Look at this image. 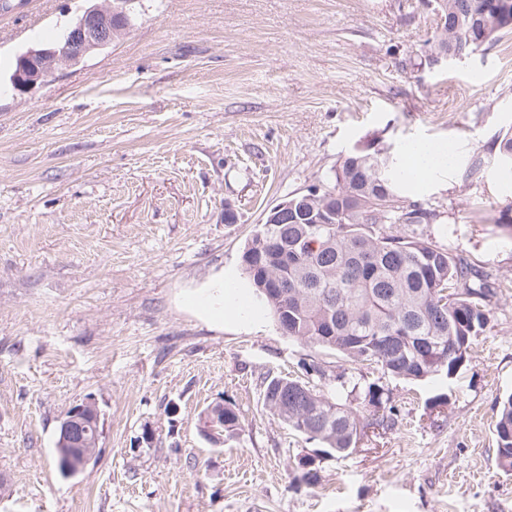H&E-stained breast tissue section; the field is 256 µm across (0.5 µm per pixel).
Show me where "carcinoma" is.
I'll list each match as a JSON object with an SVG mask.
<instances>
[{
    "instance_id": "carcinoma-1",
    "label": "carcinoma",
    "mask_w": 512,
    "mask_h": 512,
    "mask_svg": "<svg viewBox=\"0 0 512 512\" xmlns=\"http://www.w3.org/2000/svg\"><path fill=\"white\" fill-rule=\"evenodd\" d=\"M486 0H440L444 25L435 48L454 46L466 53L485 51L512 32L485 10ZM494 166L512 174V128L499 135ZM374 140L351 148L331 171L328 183L308 200L295 194L297 216L272 225L269 262L283 287L269 291L262 272H253L250 256L262 247L265 225H257L242 254L251 286L265 299L283 335L335 352L353 363L375 367L384 376L424 380L453 375L465 362L472 341L488 321L484 274L420 229L440 224L439 210L409 201L405 154L379 153ZM328 206L336 217L328 224L307 218ZM394 224L405 228L393 235ZM309 371L318 380L263 377V401L294 432L317 440L330 454L345 458L367 428L395 425L384 386L339 375L335 395L325 392L320 364ZM239 426L236 411L224 406V438ZM496 463L512 471V394L503 400L495 424ZM86 448H56L60 475L77 473ZM298 479L319 483L308 462H297Z\"/></svg>"
}]
</instances>
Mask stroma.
I'll use <instances>...</instances> for the list:
<instances>
[{"label": "stroma", "instance_id": "obj_1", "mask_svg": "<svg viewBox=\"0 0 512 512\" xmlns=\"http://www.w3.org/2000/svg\"><path fill=\"white\" fill-rule=\"evenodd\" d=\"M89 4L0 12V512H512V472L495 462L512 393V180L491 164L512 128V35L449 65L437 0H139L111 44L14 91L17 55ZM374 137L458 147L452 171L406 189L446 213L432 235L495 290L449 378H385L283 335L243 271L265 210ZM225 274L255 317L189 305ZM316 362L382 381L396 426L344 459L289 431L261 377L304 380ZM88 399L98 447L66 479L59 421ZM219 401L239 429L216 445L200 414ZM301 456L317 486L298 480Z\"/></svg>", "mask_w": 512, "mask_h": 512}]
</instances>
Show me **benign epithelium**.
Masks as SVG:
<instances>
[{"instance_id": "obj_1", "label": "benign epithelium", "mask_w": 512, "mask_h": 512, "mask_svg": "<svg viewBox=\"0 0 512 512\" xmlns=\"http://www.w3.org/2000/svg\"><path fill=\"white\" fill-rule=\"evenodd\" d=\"M125 11V0L95 5L78 19L69 41L31 47L18 55L16 69L10 76L12 88L20 93L31 91L45 84L62 67L75 65L93 50L112 42L123 31L113 25V17ZM97 420L98 410L90 401L70 408L61 419V443L73 448L88 445V427Z\"/></svg>"}]
</instances>
